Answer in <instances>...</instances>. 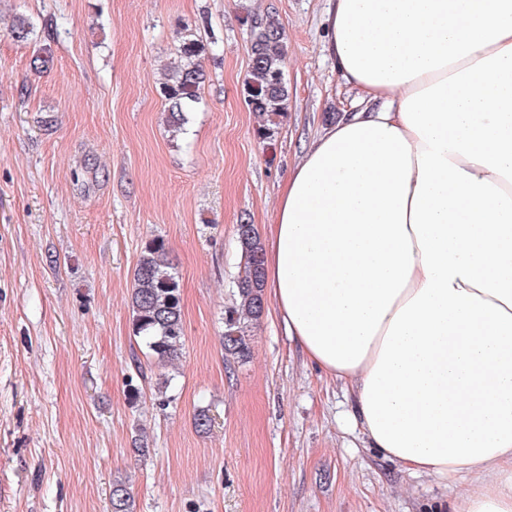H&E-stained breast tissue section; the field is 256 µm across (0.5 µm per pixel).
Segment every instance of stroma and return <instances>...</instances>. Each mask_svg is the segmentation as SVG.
I'll use <instances>...</instances> for the list:
<instances>
[{
    "mask_svg": "<svg viewBox=\"0 0 512 512\" xmlns=\"http://www.w3.org/2000/svg\"><path fill=\"white\" fill-rule=\"evenodd\" d=\"M328 7L0 0V512H110L117 481L135 512H442L469 489L371 448L351 388L307 361L273 306L246 361L221 347L240 220L267 238L289 170L352 107L326 48ZM21 14L25 42L10 34ZM269 14L289 100L266 145L243 83L246 19ZM186 29L209 45L207 80L175 138L159 82ZM155 237L182 294L184 347L167 367L132 326L134 269Z\"/></svg>",
    "mask_w": 512,
    "mask_h": 512,
    "instance_id": "stroma-1",
    "label": "stroma"
}]
</instances>
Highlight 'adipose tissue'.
Segmentation results:
<instances>
[{
    "label": "adipose tissue",
    "instance_id": "adipose-tissue-1",
    "mask_svg": "<svg viewBox=\"0 0 512 512\" xmlns=\"http://www.w3.org/2000/svg\"><path fill=\"white\" fill-rule=\"evenodd\" d=\"M358 107L292 167L265 284L409 473L512 512V0H330Z\"/></svg>",
    "mask_w": 512,
    "mask_h": 512
}]
</instances>
